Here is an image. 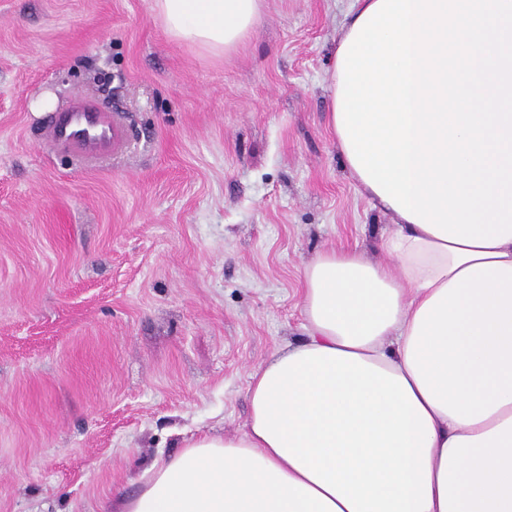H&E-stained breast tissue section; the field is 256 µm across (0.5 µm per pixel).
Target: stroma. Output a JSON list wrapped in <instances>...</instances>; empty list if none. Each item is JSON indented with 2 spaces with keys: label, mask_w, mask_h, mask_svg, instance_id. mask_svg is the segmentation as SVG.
<instances>
[{
  "label": "stroma",
  "mask_w": 512,
  "mask_h": 512,
  "mask_svg": "<svg viewBox=\"0 0 512 512\" xmlns=\"http://www.w3.org/2000/svg\"><path fill=\"white\" fill-rule=\"evenodd\" d=\"M352 0H265L215 54L153 0H0V512H96L202 432L248 421L252 372L304 335L300 270L377 261L390 215L327 125ZM75 92L126 113L88 169L40 126Z\"/></svg>",
  "instance_id": "35a3bbf8"
}]
</instances>
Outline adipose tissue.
Here are the masks:
<instances>
[{
	"mask_svg": "<svg viewBox=\"0 0 512 512\" xmlns=\"http://www.w3.org/2000/svg\"><path fill=\"white\" fill-rule=\"evenodd\" d=\"M264 0H154L173 38L235 50ZM387 262L302 268L306 337L250 376L237 435H199L103 512H512V238L396 217Z\"/></svg>",
	"mask_w": 512,
	"mask_h": 512,
	"instance_id": "adipose-tissue-1",
	"label": "adipose tissue"
}]
</instances>
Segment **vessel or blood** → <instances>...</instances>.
Returning a JSON list of instances; mask_svg holds the SVG:
<instances>
[{
    "label": "vessel or blood",
    "mask_w": 512,
    "mask_h": 512,
    "mask_svg": "<svg viewBox=\"0 0 512 512\" xmlns=\"http://www.w3.org/2000/svg\"><path fill=\"white\" fill-rule=\"evenodd\" d=\"M41 138L51 149L91 164L108 155L126 154L133 135L123 113L102 110L90 99L77 97L47 120Z\"/></svg>",
    "instance_id": "obj_1"
}]
</instances>
